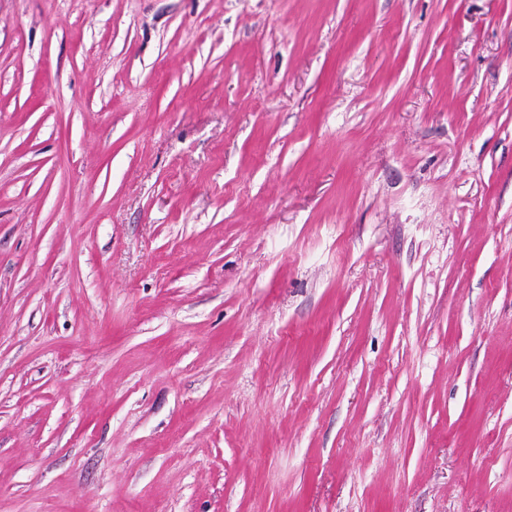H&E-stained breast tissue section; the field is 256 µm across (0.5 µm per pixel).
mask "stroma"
I'll return each mask as SVG.
<instances>
[{
	"label": "stroma",
	"mask_w": 512,
	"mask_h": 512,
	"mask_svg": "<svg viewBox=\"0 0 512 512\" xmlns=\"http://www.w3.org/2000/svg\"><path fill=\"white\" fill-rule=\"evenodd\" d=\"M0 512H512V0H0Z\"/></svg>",
	"instance_id": "obj_1"
}]
</instances>
